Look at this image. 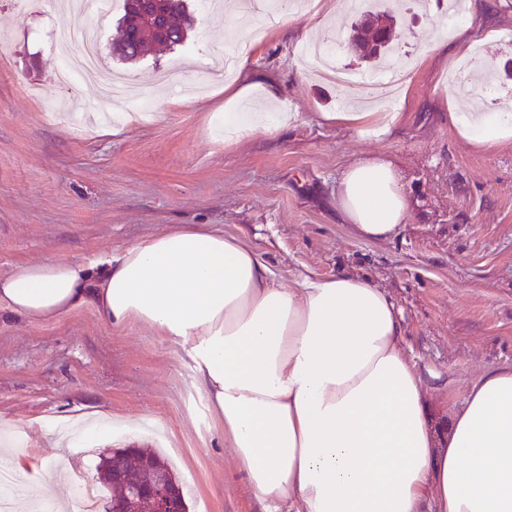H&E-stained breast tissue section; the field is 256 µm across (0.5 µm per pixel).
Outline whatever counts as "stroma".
Segmentation results:
<instances>
[{
  "label": "stroma",
  "mask_w": 512,
  "mask_h": 512,
  "mask_svg": "<svg viewBox=\"0 0 512 512\" xmlns=\"http://www.w3.org/2000/svg\"><path fill=\"white\" fill-rule=\"evenodd\" d=\"M186 42L134 61L112 52L118 13L44 9L0 0V275L25 263L119 254L176 226H206L261 252L283 287L339 273L385 290L403 317L400 344L425 385L435 437L483 373L512 366V141L481 152L448 122V76L461 59L473 72L504 76L512 62V0H469L466 36L430 53L443 13L421 0L398 13L396 64L412 81L375 112H399L391 135L368 137L321 120L347 110L367 84L387 78L351 42L357 14L336 0L270 28L254 41L256 16L206 11L188 0ZM97 24L102 57L155 101L146 123L84 131L49 117L43 101L121 110L89 83L63 85L55 31ZM340 35L338 61L361 84L314 76L301 46ZM245 44L238 72L244 96L215 78L210 50ZM39 89L41 99L28 95ZM293 112L280 131L225 143L213 123L224 113ZM363 155L386 157L407 196L411 219L390 240L357 238L336 210L343 170ZM15 423L31 454L58 442L61 495L94 483L102 452L164 451L186 489L189 512H260L234 469L224 428L199 386L185 347L140 323L111 328L82 306L34 324L0 318V422Z\"/></svg>",
  "instance_id": "obj_1"
}]
</instances>
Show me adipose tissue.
<instances>
[{
	"label": "adipose tissue",
	"instance_id": "1",
	"mask_svg": "<svg viewBox=\"0 0 512 512\" xmlns=\"http://www.w3.org/2000/svg\"><path fill=\"white\" fill-rule=\"evenodd\" d=\"M323 118L388 134L402 116ZM448 122L478 150L512 139L511 112L452 111ZM336 206L372 241L410 219L382 157L343 171ZM84 305L107 326L142 323L187 348L262 512H512V368L472 383L435 447L422 382L399 345L400 313L368 279L285 288L241 238L203 227L0 275V312L41 323Z\"/></svg>",
	"mask_w": 512,
	"mask_h": 512
}]
</instances>
